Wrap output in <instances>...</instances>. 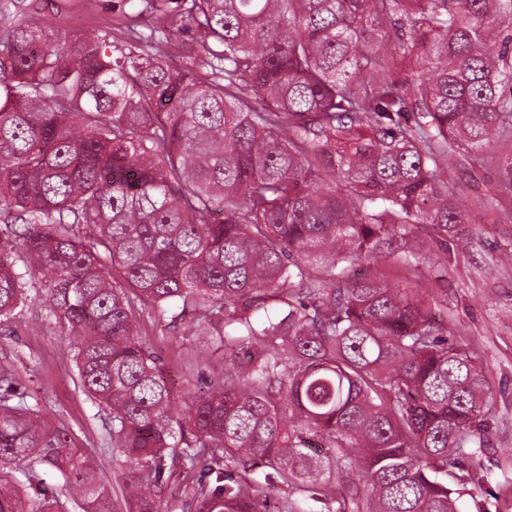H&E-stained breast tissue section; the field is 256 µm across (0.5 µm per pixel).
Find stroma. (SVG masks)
<instances>
[{
	"instance_id": "stroma-1",
	"label": "stroma",
	"mask_w": 512,
	"mask_h": 512,
	"mask_svg": "<svg viewBox=\"0 0 512 512\" xmlns=\"http://www.w3.org/2000/svg\"><path fill=\"white\" fill-rule=\"evenodd\" d=\"M33 11L58 36L74 38L123 21L131 7L125 0H80L69 14L58 13L54 0H32ZM449 191L468 210L461 231L465 248L424 247L421 260L404 267L377 256L362 268L378 271L388 282L422 299L457 344L478 353L493 391L495 405L486 432L488 445L468 449L448 468L449 483L479 471V485H465L460 512H512V267H500L499 254L512 252V187L496 169L456 158L448 173ZM38 286H30L24 308L0 327V366L15 375L18 393L41 398L49 417L65 422L112 485L114 512H128L124 484L135 474L109 445L99 408L81 389L74 367L75 342L46 317ZM147 338L178 387L191 389L213 380L215 355L206 341L181 331L148 326ZM214 475L202 469L163 474L154 498L157 512H189L188 502L200 488H212Z\"/></svg>"
}]
</instances>
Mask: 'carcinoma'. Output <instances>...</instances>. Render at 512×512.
<instances>
[{
	"instance_id": "1",
	"label": "carcinoma",
	"mask_w": 512,
	"mask_h": 512,
	"mask_svg": "<svg viewBox=\"0 0 512 512\" xmlns=\"http://www.w3.org/2000/svg\"><path fill=\"white\" fill-rule=\"evenodd\" d=\"M29 13L0 0V324L37 281L139 467L137 512L198 461L216 486L193 512H267L255 468L335 512H458L439 475L485 445L486 372L403 289L348 269L460 241L448 151L512 134L493 37L512 0H136L121 37L70 42ZM180 20L201 42L174 56ZM188 312L222 366L177 415L143 326ZM13 384L1 367L0 512L62 506L35 468L18 484L25 462L112 512L85 449Z\"/></svg>"
}]
</instances>
